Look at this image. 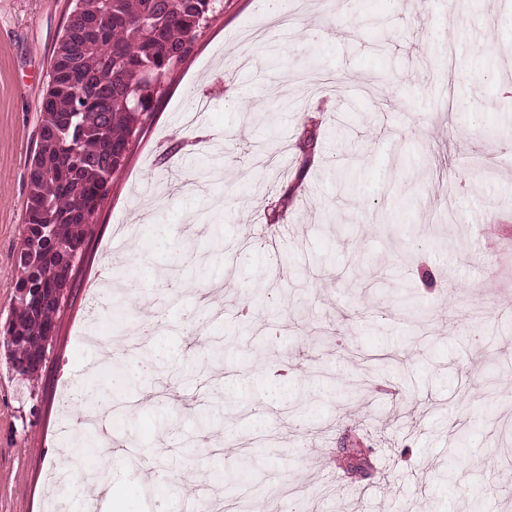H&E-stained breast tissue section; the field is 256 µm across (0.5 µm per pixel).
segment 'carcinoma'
Returning <instances> with one entry per match:
<instances>
[{
	"instance_id": "carcinoma-1",
	"label": "carcinoma",
	"mask_w": 512,
	"mask_h": 512,
	"mask_svg": "<svg viewBox=\"0 0 512 512\" xmlns=\"http://www.w3.org/2000/svg\"><path fill=\"white\" fill-rule=\"evenodd\" d=\"M219 7L221 0H76L54 50L40 107L15 289L39 288L50 279L71 287V255L83 253L112 175L151 117L153 97L165 92L168 77ZM400 293L402 315H424L411 288ZM59 309L53 298L37 310L20 300L0 322V336L12 337V360L34 364L33 374L42 368V328ZM105 390L103 378L89 376L81 396L95 403ZM80 439L83 446L70 458L77 472L98 454L91 437L82 433ZM260 456L259 450L246 452L224 472L227 495L237 492Z\"/></svg>"
}]
</instances>
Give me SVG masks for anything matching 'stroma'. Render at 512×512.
<instances>
[{"mask_svg": "<svg viewBox=\"0 0 512 512\" xmlns=\"http://www.w3.org/2000/svg\"><path fill=\"white\" fill-rule=\"evenodd\" d=\"M74 6L0 0V320ZM288 11L284 32L266 0H223L112 177L42 370L17 376L0 354V512L60 498L108 510L53 478L63 388L80 390L102 353L78 343L91 319L113 363L153 356L151 377L112 404L111 460L94 461L120 512H192L260 443L263 483L241 512L288 499L295 512H512V0H455L443 18L429 0ZM202 96V122L185 126ZM121 224L140 234L110 251ZM109 275L138 295L125 342L92 298ZM405 281L429 309L422 324L398 313ZM397 352L402 369L377 374ZM228 391L253 409L199 429ZM460 429L469 445L452 460ZM344 448L375 459L368 476L332 465Z\"/></svg>", "mask_w": 512, "mask_h": 512, "instance_id": "35a3bbf8", "label": "stroma"}]
</instances>
